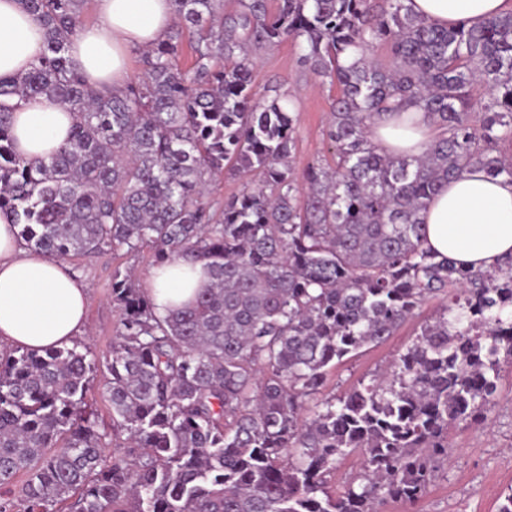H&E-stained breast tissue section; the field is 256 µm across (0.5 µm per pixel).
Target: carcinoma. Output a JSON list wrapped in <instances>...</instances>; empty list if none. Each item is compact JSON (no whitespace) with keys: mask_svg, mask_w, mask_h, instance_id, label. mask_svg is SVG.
I'll return each instance as SVG.
<instances>
[{"mask_svg":"<svg viewBox=\"0 0 512 512\" xmlns=\"http://www.w3.org/2000/svg\"><path fill=\"white\" fill-rule=\"evenodd\" d=\"M84 2L20 0L46 52L0 78V212L38 253L149 247L158 268L205 262L207 281L159 315L114 272L104 390L124 439L109 461L87 402L97 354L0 347V512L415 508L448 458V428L485 421L512 362V258L472 271L425 245V212L449 182L471 167L512 182L499 148L512 142V12L443 28L405 0H175L179 22L145 52L143 78L106 93L68 54ZM288 38L337 89L332 161L300 176L291 95L252 81L256 56ZM35 98L75 117L48 161L19 154L12 135ZM406 106L437 134L418 155L385 153L373 129ZM226 168L257 181L217 214L206 187ZM440 295L384 371L322 395L329 369ZM350 455L359 470L338 490Z\"/></svg>","mask_w":512,"mask_h":512,"instance_id":"obj_1","label":"carcinoma"}]
</instances>
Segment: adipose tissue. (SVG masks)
<instances>
[{"mask_svg": "<svg viewBox=\"0 0 512 512\" xmlns=\"http://www.w3.org/2000/svg\"><path fill=\"white\" fill-rule=\"evenodd\" d=\"M97 19L74 37L68 53L88 80L122 89L127 59L149 48L176 20L174 0H96ZM413 12L448 26L472 23L512 10V0H410ZM45 53L41 28L19 0H0V77L29 70ZM414 128L380 123L375 142L391 153L416 154L433 134L424 113ZM74 116L62 104L26 101L15 112L17 150L31 160H49L68 138ZM426 243L433 251L474 269L512 257V183L474 170L436 195L426 213ZM206 280L203 262L178 260L166 272L152 271V301L163 312L188 300ZM88 290L63 260L22 247L9 216L0 214V343L41 351L70 344L86 326Z\"/></svg>", "mask_w": 512, "mask_h": 512, "instance_id": "adipose-tissue-1", "label": "adipose tissue"}]
</instances>
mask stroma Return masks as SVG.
<instances>
[{
  "label": "stroma",
  "instance_id": "obj_1",
  "mask_svg": "<svg viewBox=\"0 0 512 512\" xmlns=\"http://www.w3.org/2000/svg\"><path fill=\"white\" fill-rule=\"evenodd\" d=\"M298 56L289 40L261 53L254 67V83L262 94L279 85L293 95L298 119L293 168L299 173L328 153L324 130L336 90L320 85L313 73L300 66ZM69 266L88 288L86 332L80 341L98 355H107L119 331L112 276L131 267L139 281H146L153 268L152 253L147 249L137 253L105 251L72 260ZM440 306V300H430L386 342L332 369L326 393L342 396L359 382L369 380L406 349L420 324L434 316ZM448 445L451 453L421 503V512H498L501 494L512 486V364L501 365L498 394L485 423L479 427L451 426Z\"/></svg>",
  "mask_w": 512,
  "mask_h": 512
}]
</instances>
